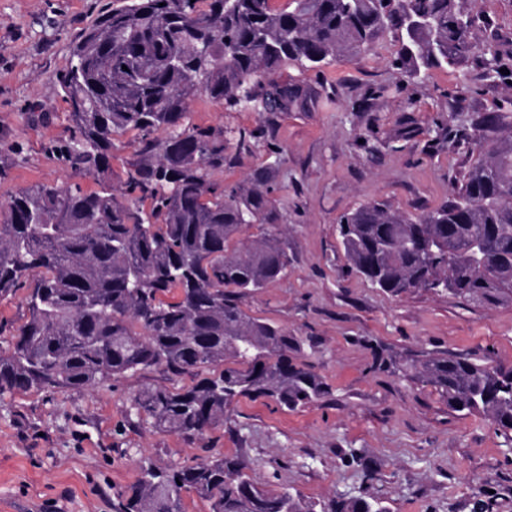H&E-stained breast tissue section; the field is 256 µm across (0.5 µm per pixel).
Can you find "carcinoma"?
<instances>
[{"label": "carcinoma", "mask_w": 512, "mask_h": 512, "mask_svg": "<svg viewBox=\"0 0 512 512\" xmlns=\"http://www.w3.org/2000/svg\"><path fill=\"white\" fill-rule=\"evenodd\" d=\"M122 0L73 44L60 83L73 130L64 157L100 189L36 184L9 196L0 219V299L24 289L27 319L0 353V395L94 388L161 369L191 384L148 387L132 409L160 431L201 435L239 399L295 411L329 395L299 362L305 341L254 317L239 295L288 270L282 239L229 249L247 224L278 215L264 173L250 185L224 170V130L184 124L204 94L230 109L286 112L298 87L265 81L288 62L319 70L353 58L379 35L399 43L393 66L415 80L475 54L479 16L460 0ZM505 53L488 42L483 64ZM141 148L112 186V135ZM150 207H144L145 201ZM353 271L398 296L433 292L484 303L512 300V140L481 155L452 197L423 216L362 205L338 227ZM486 243L482 261L468 253ZM407 369L448 408L512 431V369L464 354H427ZM210 512H387L364 497L306 501L266 490L238 456L167 470L141 467L115 512H180L182 493Z\"/></svg>", "instance_id": "1"}]
</instances>
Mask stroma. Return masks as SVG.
Instances as JSON below:
<instances>
[{
    "instance_id": "obj_1",
    "label": "stroma",
    "mask_w": 512,
    "mask_h": 512,
    "mask_svg": "<svg viewBox=\"0 0 512 512\" xmlns=\"http://www.w3.org/2000/svg\"><path fill=\"white\" fill-rule=\"evenodd\" d=\"M112 0H0V204L33 184L94 177L62 156L71 138L59 83L73 42ZM512 53V0H473ZM399 45L381 37L357 58L318 71L282 66L301 104L275 117L193 99L189 125L225 131L216 180L248 183L268 168L280 231L293 261L285 275L242 296L250 315L310 339L302 359L329 385L322 402L293 412L244 398L222 427L166 433L136 416L135 394L167 385L158 371L94 389L0 395V512H113L140 465L172 468L213 454L241 457L258 481L305 499L367 497L389 512H512V432L450 411L434 388L401 367L420 352L467 353L512 367V302L471 303L413 289L393 297L351 271L337 225L383 202L420 215L450 198L480 152L512 137V73L477 57L412 82L393 66ZM500 120L469 142L483 116ZM253 134L238 152L240 132ZM390 358L378 369L379 357Z\"/></svg>"
}]
</instances>
